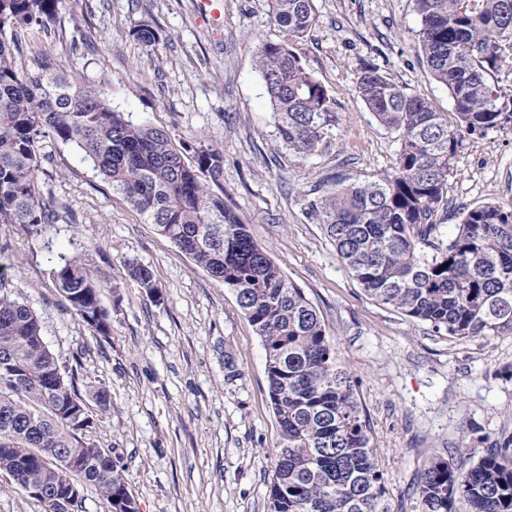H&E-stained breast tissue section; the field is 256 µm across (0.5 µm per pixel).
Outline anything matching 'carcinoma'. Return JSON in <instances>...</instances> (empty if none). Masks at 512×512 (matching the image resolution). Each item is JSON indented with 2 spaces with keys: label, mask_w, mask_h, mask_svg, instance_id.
I'll return each instance as SVG.
<instances>
[{
  "label": "carcinoma",
  "mask_w": 512,
  "mask_h": 512,
  "mask_svg": "<svg viewBox=\"0 0 512 512\" xmlns=\"http://www.w3.org/2000/svg\"><path fill=\"white\" fill-rule=\"evenodd\" d=\"M61 0H0V224L34 233L57 217L36 194L46 140L75 144L161 237L232 291L266 353L269 398L279 426L270 512H392L355 380L342 365L315 306L288 280L247 225L224 204V156L210 146L176 145L163 129L137 124L112 108L93 83L52 60L30 71L20 39L56 24ZM418 49L431 76L447 87L455 120L412 95L376 67L357 93L377 120L398 133L392 171L362 183H334L313 207L352 278L375 302L448 337L512 335V204L462 211L448 238L433 216L465 135L512 134V97L500 75L512 73V0H414ZM276 41L254 46L276 137L301 159L335 140L336 112L326 88L301 63L292 42L315 22L313 0H271ZM143 50L158 42L152 24L134 31ZM129 277L156 297L153 271L127 262ZM57 285L94 332L110 333L100 302L108 287L82 258H62ZM0 470L44 512H74L79 496L45 463L73 460L70 482L98 488L107 512H139L120 457L79 436L76 419L93 418L73 381L45 346L37 317L1 291ZM45 486L36 497L31 486ZM415 491L425 512H512V438L473 461L434 455Z\"/></svg>",
  "instance_id": "1"
}]
</instances>
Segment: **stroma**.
<instances>
[{
    "instance_id": "1",
    "label": "stroma",
    "mask_w": 512,
    "mask_h": 512,
    "mask_svg": "<svg viewBox=\"0 0 512 512\" xmlns=\"http://www.w3.org/2000/svg\"><path fill=\"white\" fill-rule=\"evenodd\" d=\"M314 12L294 48L338 125L330 150L307 159L279 146L255 70V43L279 35L268 0H223L216 20L199 0H64L58 32L22 42L19 58H51L99 82L133 121L223 153L225 205L305 292L357 379L394 512H424L414 484L433 454L478 459L512 435V336L448 339L370 299L337 257L313 203L336 181L391 171L399 149L356 92L361 70L379 68L445 114L453 103L418 50L414 0H314ZM144 21L159 34L149 57L132 35ZM43 151L52 163L38 190L61 218L34 234L0 224V278L79 394L107 391L83 439L121 457L140 512H269L278 425L265 351L235 294L157 235L75 145ZM444 201L445 235L462 208L512 203V135L466 136ZM64 255L111 281L100 296L109 336L62 297L53 271ZM129 259L153 270L158 300L129 279Z\"/></svg>"
}]
</instances>
